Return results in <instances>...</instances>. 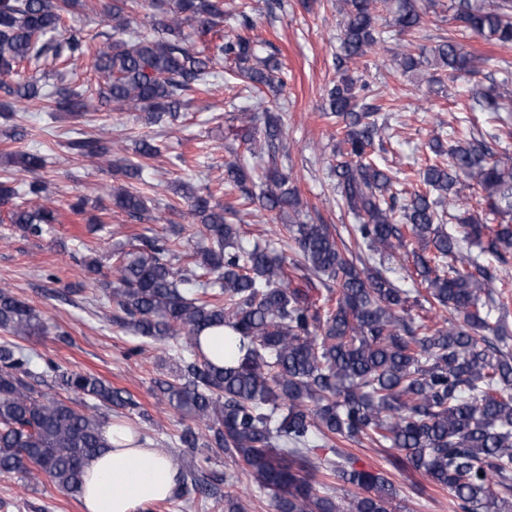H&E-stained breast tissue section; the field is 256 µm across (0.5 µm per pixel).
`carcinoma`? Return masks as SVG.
<instances>
[{
	"label": "carcinoma",
	"instance_id": "carcinoma-1",
	"mask_svg": "<svg viewBox=\"0 0 512 512\" xmlns=\"http://www.w3.org/2000/svg\"><path fill=\"white\" fill-rule=\"evenodd\" d=\"M84 0H0V90L39 111L79 117L95 98L114 109L150 112L154 120L189 107L197 92L229 71L249 91L274 89L288 74L272 44L253 34L256 23L244 3L232 12L224 0H153L156 13L137 22L141 0H108L100 5L112 22V43L91 51L97 35L70 28L55 40L64 16ZM391 15L401 37L420 29L426 10L420 0H341L342 57L329 83L325 111L344 122L336 146L342 160L329 173L342 201L356 215L351 225L359 253L341 245L325 224L310 222L299 191L278 164L283 135L278 99L233 108L240 126L235 137L267 153L268 170L259 195L239 160L225 163L224 185L284 221L295 256L276 254L269 241L244 247L237 208L220 203L206 186L181 195L191 224L202 227L206 244L192 255L194 269L174 267L183 229L171 236L140 239L119 255L110 280L98 279L101 262L86 249L79 266L113 303L112 324L136 337L177 352L183 366L154 380L157 401L195 423L179 435V447L202 454L219 448L243 463L241 475L267 493L275 512H396V490L381 473L355 467L338 446L367 442L398 452L392 464L426 475L455 499L458 512H512V336L505 319L512 293L492 287L482 256L512 257V222L491 226L474 215L460 219V236L448 232L449 209L482 192L480 200L497 216H512V155L483 139L459 141L446 149L429 144L418 172L419 188L408 198L397 176L375 157V137L393 106L368 101V87L349 64L385 41L378 7ZM452 20L482 40L512 49V0L493 8L459 0ZM195 34L191 40L184 28ZM52 55L63 67L92 55L95 89L59 78L44 93L38 80L9 83L24 62ZM486 59L454 38L434 47L404 49L405 72L431 67L454 80L477 74ZM472 99L482 112L512 111V78L503 76ZM67 147L76 155L105 159L112 146L84 129L71 130ZM140 159L126 160L122 176L146 185L144 160L157 147L135 140ZM32 175L24 194L33 207L14 205L8 220L28 237L41 238L59 223L47 203V182L39 173L48 157L39 150L5 155ZM152 199L114 186L112 208L131 219H151ZM479 248L463 252L461 242ZM411 250V291L387 275L385 257ZM336 282V295L319 298L318 284ZM426 312L413 317L411 305ZM224 327V366L214 365L202 334ZM0 331L15 337L40 336L46 323L28 302L0 288ZM61 387L74 397L61 398ZM132 404L122 391L87 373L66 371L18 344L0 345V474L29 481L48 476L74 498L81 496L83 466L106 447L108 418L99 407ZM325 452L318 461L316 452ZM324 470L360 489L348 498L321 492L315 476ZM176 496L209 498L210 485L193 469L181 472Z\"/></svg>",
	"mask_w": 512,
	"mask_h": 512
}]
</instances>
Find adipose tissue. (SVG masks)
I'll list each match as a JSON object with an SVG mask.
<instances>
[{"label": "adipose tissue", "mask_w": 512, "mask_h": 512, "mask_svg": "<svg viewBox=\"0 0 512 512\" xmlns=\"http://www.w3.org/2000/svg\"><path fill=\"white\" fill-rule=\"evenodd\" d=\"M103 435L107 449L85 465L84 512H143L147 504L172 496L178 469L168 454L113 424Z\"/></svg>", "instance_id": "obj_1"}]
</instances>
